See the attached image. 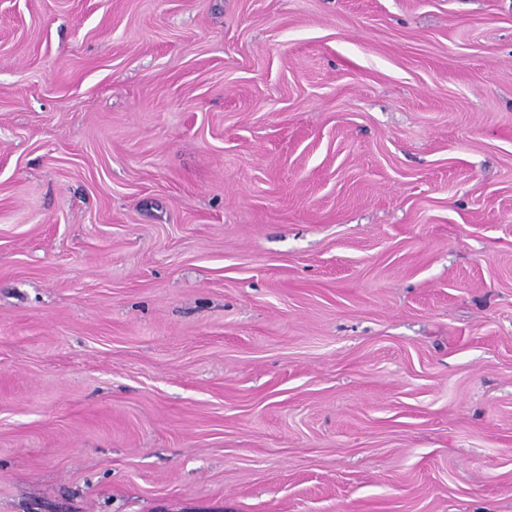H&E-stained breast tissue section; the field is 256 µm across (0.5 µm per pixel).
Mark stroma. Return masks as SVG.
Listing matches in <instances>:
<instances>
[{"label":"stroma","mask_w":512,"mask_h":512,"mask_svg":"<svg viewBox=\"0 0 512 512\" xmlns=\"http://www.w3.org/2000/svg\"><path fill=\"white\" fill-rule=\"evenodd\" d=\"M0 512H512V0H0Z\"/></svg>","instance_id":"35a3bbf8"}]
</instances>
